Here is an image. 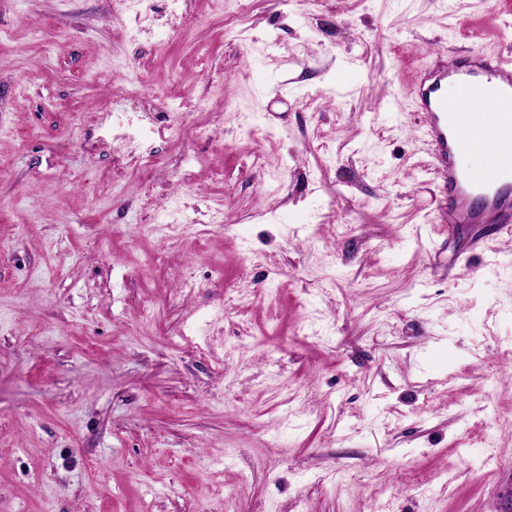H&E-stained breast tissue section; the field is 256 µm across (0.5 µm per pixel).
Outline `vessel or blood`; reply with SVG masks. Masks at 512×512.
Wrapping results in <instances>:
<instances>
[{
	"label": "vessel or blood",
	"mask_w": 512,
	"mask_h": 512,
	"mask_svg": "<svg viewBox=\"0 0 512 512\" xmlns=\"http://www.w3.org/2000/svg\"><path fill=\"white\" fill-rule=\"evenodd\" d=\"M484 96L500 105L495 124L502 162L492 184L480 168L461 164L469 145L467 114ZM415 97L434 146L432 166L443 198L440 222L512 228V55L479 50L451 60L436 55L420 72Z\"/></svg>",
	"instance_id": "b4317fda"
}]
</instances>
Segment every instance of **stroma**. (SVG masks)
I'll use <instances>...</instances> for the list:
<instances>
[{"label":"stroma","instance_id":"1","mask_svg":"<svg viewBox=\"0 0 512 512\" xmlns=\"http://www.w3.org/2000/svg\"><path fill=\"white\" fill-rule=\"evenodd\" d=\"M512 0H0V512H512V232L413 86Z\"/></svg>","mask_w":512,"mask_h":512}]
</instances>
